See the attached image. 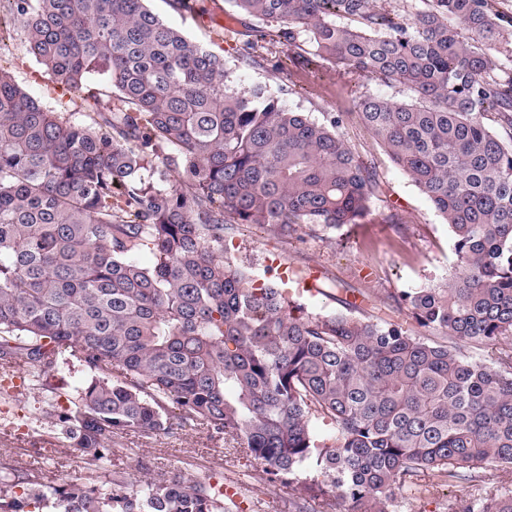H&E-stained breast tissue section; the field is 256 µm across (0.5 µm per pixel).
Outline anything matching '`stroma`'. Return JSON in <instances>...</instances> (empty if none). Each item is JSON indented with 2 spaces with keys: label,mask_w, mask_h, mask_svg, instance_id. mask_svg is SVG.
<instances>
[{
  "label": "stroma",
  "mask_w": 512,
  "mask_h": 512,
  "mask_svg": "<svg viewBox=\"0 0 512 512\" xmlns=\"http://www.w3.org/2000/svg\"><path fill=\"white\" fill-rule=\"evenodd\" d=\"M147 6L189 40L222 56L226 69L239 71L242 86L262 84L275 91L291 80L297 92L282 98L289 109L316 120L327 112L345 113L341 128L345 140L357 154L376 164L383 194L370 223L350 224L300 240L277 239L256 226L234 225L229 236L239 257L247 258L256 274H263L268 264L277 265L278 275L293 289L294 299L314 312L339 307L341 295L335 289L339 282L370 290L383 302L397 289L425 288L448 275L454 254L447 224L419 188L393 165L354 112L363 91L362 80L328 64L310 72L294 66L286 74L270 63L240 69L235 24L213 21L223 13L224 0H199L194 12L174 10L170 0H148ZM0 66L9 69L16 82L48 109L83 121L80 99L62 93L40 76V67L28 53L19 28L0 31ZM390 204L398 207L402 223H384L383 214ZM86 377V370L75 359L43 386L35 385L28 365L0 372L1 473H32L49 486L90 477L87 461L55 438L53 423L46 415L52 387L64 381L78 384ZM112 445L117 453L108 469L125 472L131 482L173 471L189 478L209 475L223 481L233 493L236 512H294L298 489L268 482L258 464L226 448L223 441L211 439L203 427L188 425L157 437L122 434L113 437ZM470 492L463 481L433 485L421 496L408 491L401 497L398 512H448L450 500Z\"/></svg>",
  "instance_id": "1"
}]
</instances>
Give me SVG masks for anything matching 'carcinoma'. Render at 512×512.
Segmentation results:
<instances>
[{"instance_id":"carcinoma-1","label":"carcinoma","mask_w":512,"mask_h":512,"mask_svg":"<svg viewBox=\"0 0 512 512\" xmlns=\"http://www.w3.org/2000/svg\"><path fill=\"white\" fill-rule=\"evenodd\" d=\"M227 2L244 66L320 59L396 90L361 95L357 115L448 224L453 271L397 291L384 315L348 299L308 311L228 254L224 233L366 223L381 182L343 138L345 113L320 122L263 85L238 89L224 58L144 0H0V28L20 27L88 118L44 108L0 67V369L29 363L41 382L78 356L90 378L46 414L99 469L114 436L193 423L269 481L304 489L298 512L316 499L396 512L422 474L472 483L486 463L512 474V14L496 0ZM230 503L224 486L179 472L55 487L0 475V512ZM448 512H512V494Z\"/></svg>"}]
</instances>
